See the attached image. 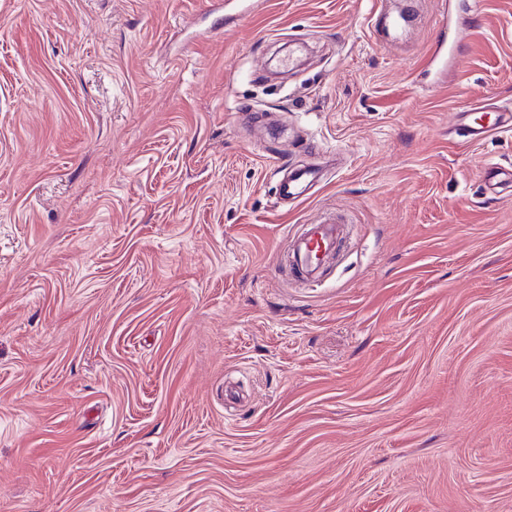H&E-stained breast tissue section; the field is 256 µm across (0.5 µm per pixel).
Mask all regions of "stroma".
Masks as SVG:
<instances>
[{
  "mask_svg": "<svg viewBox=\"0 0 512 512\" xmlns=\"http://www.w3.org/2000/svg\"><path fill=\"white\" fill-rule=\"evenodd\" d=\"M439 3L0 0V512H512V0L446 83ZM497 120L492 129L478 128L474 126L471 121L469 124H465V130L468 135L474 136L479 139L482 135L487 132H512V108L507 106L502 110H498ZM341 222L324 219L315 224H304L295 254L296 269L299 274L311 276L316 268L315 257L320 252L335 250L341 239Z\"/></svg>",
  "mask_w": 512,
  "mask_h": 512,
  "instance_id": "1",
  "label": "stroma"
}]
</instances>
